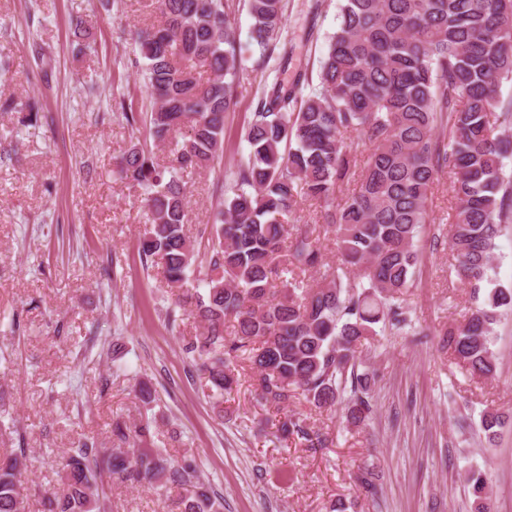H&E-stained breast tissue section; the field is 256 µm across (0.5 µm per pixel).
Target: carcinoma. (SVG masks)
Returning <instances> with one entry per match:
<instances>
[{
	"instance_id": "1",
	"label": "carcinoma",
	"mask_w": 512,
	"mask_h": 512,
	"mask_svg": "<svg viewBox=\"0 0 512 512\" xmlns=\"http://www.w3.org/2000/svg\"><path fill=\"white\" fill-rule=\"evenodd\" d=\"M150 2L159 20L136 33L135 48L151 108L126 96L119 108L128 126L144 124L168 145L169 156L159 164L134 147L120 174L146 192L141 261L162 263L168 287L179 290L168 324L186 313L200 324L186 351L212 403L224 402L243 361L267 410L277 414L301 397L321 412L339 405L347 425H363L374 412L376 373L362 366V348L379 326H411L404 295L414 287L416 240L445 171L454 200L445 244L458 278L483 298L444 328L443 347L472 374L494 376L495 326L512 314V284L491 274L500 227L512 223V98L502 96L512 84V0H342L316 77L302 76L310 92L299 98L276 78L264 81L244 131L249 153L209 227L200 277L184 230V175L223 155L239 44L225 0ZM243 2L253 20L249 39L265 61L288 42L287 0ZM201 70L210 73L205 81ZM0 111L31 117L39 104L0 99ZM338 189L347 191L339 205ZM303 198L326 207L334 268L316 228L299 225ZM310 271L320 274L313 285L302 279ZM138 399L139 424H112V447L86 439L69 450L59 488L43 496L45 512H101L114 482L156 487L167 512H223L224 498L193 462L152 447L155 398L147 385ZM502 420L496 408L483 412L488 439ZM277 432V440L293 437L308 448L328 444L305 418L290 415ZM28 462L24 448L0 460V512H26L20 476ZM465 481L478 512H487L486 475L470 469Z\"/></svg>"
}]
</instances>
